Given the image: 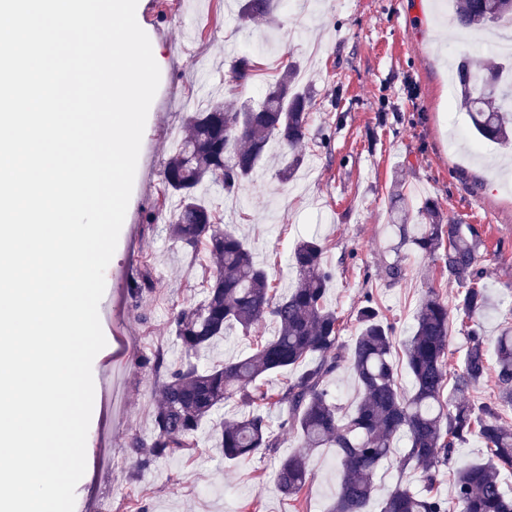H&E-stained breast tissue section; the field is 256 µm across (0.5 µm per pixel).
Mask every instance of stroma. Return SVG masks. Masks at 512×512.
I'll list each match as a JSON object with an SVG mask.
<instances>
[{"label":"stroma","instance_id":"stroma-1","mask_svg":"<svg viewBox=\"0 0 512 512\" xmlns=\"http://www.w3.org/2000/svg\"><path fill=\"white\" fill-rule=\"evenodd\" d=\"M440 3L319 0L312 10L280 6L272 21L245 27L234 0H142L140 23L166 59L142 138L158 161L177 148L190 109L212 102L228 108L244 95L259 100L283 60L299 62L298 82L315 102L296 178L279 183L275 163L268 162L240 200L225 198L218 187L208 200L254 246L279 292L293 285L286 261L297 240L310 234L322 239L324 261L335 271L328 302L346 345L365 291H373L401 342L428 291L449 300L458 290L441 261L399 248L390 199L398 184L409 209L429 198L449 223L477 231L481 283L494 303L484 329L493 336L512 326V184L473 155L469 117L447 90L453 57L466 53L490 65L498 55L486 42L462 38L452 20L442 18ZM228 46L236 54L253 46L262 50L241 95L224 86L234 62L224 53ZM159 188V175L138 165L131 219L122 225L104 292L111 301L110 320L102 326L106 346L92 369H103L117 337L134 340L136 350L115 370L122 395L106 442L115 463L109 469L97 463L100 417L92 415L75 512H327L340 481L332 448L311 452V482L296 501L279 491L273 457L259 453L246 462H226L208 431L192 452L144 467L135 463L128 443L135 435L150 436L156 404L157 378L144 359L160 350L169 361L179 360L171 318L201 299L205 273L215 267L213 259L190 254L170 237ZM398 256L405 273L393 283L384 267ZM146 269L153 289L131 298V282ZM402 455V448H394L379 469L373 512L397 482L423 488L419 473L401 468Z\"/></svg>","mask_w":512,"mask_h":512}]
</instances>
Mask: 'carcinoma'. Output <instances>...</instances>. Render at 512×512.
I'll return each instance as SVG.
<instances>
[{"mask_svg": "<svg viewBox=\"0 0 512 512\" xmlns=\"http://www.w3.org/2000/svg\"><path fill=\"white\" fill-rule=\"evenodd\" d=\"M280 0H240L239 20L270 18ZM512 0H456L454 21L470 28L505 27L512 15L500 11ZM237 78L232 87L246 88L254 61L235 60ZM299 64L289 61L282 75L267 85L258 103L239 109L210 104L190 111L187 132L161 171V208L169 209L170 236L191 249L202 245L216 261L206 277L204 297L178 310L171 321L182 348L179 362L170 365L157 352L151 369L159 376V399L149 438L134 436L131 454L141 465L174 457L195 447V438L213 422L215 413L230 400L246 411L220 423L217 444L227 461L240 462L258 451L274 456L281 435L270 426L265 409L283 413L281 428L296 433L301 448L279 460L277 479L282 494L296 501L310 482L309 452L336 449L341 481L330 512H370L374 476L394 443L406 438L401 467L423 473L420 492L399 482L379 512H512V497L498 479L512 471V426L502 411L512 407V326L485 336L479 318L491 309L490 296L480 285L477 267L480 241L470 226L446 224L433 199L421 203L416 221L395 208V227L402 245L422 256L438 258L448 279L461 291L454 302L456 314L470 322L462 366L446 370L451 319L448 301L434 291L422 299L412 333L402 343V360L412 378L409 390L397 383L393 362L395 326L383 314L372 292L364 294L356 312V335L347 347L339 343L340 320L327 300L332 271L324 264V244L316 237L298 241L290 256L295 284L278 293L255 250L234 230L221 224L204 200L218 184L225 196H239L262 164L270 145L277 147L278 180H293L303 157L298 148L306 137L310 91L295 83ZM459 106L470 118L474 133L502 147L512 144V59L498 62L482 75L468 56L456 63ZM270 320L277 326L271 339L255 337L250 351L224 364L201 368V352L226 340L239 327L247 335ZM304 369L277 391L262 380L298 365ZM353 374L361 396L346 411L336 403L329 381L338 370ZM497 394L474 403L466 398L489 374ZM476 436L486 458L454 473V505L434 493L441 467L457 446Z\"/></svg>", "mask_w": 512, "mask_h": 512, "instance_id": "cac0c4a2", "label": "carcinoma"}]
</instances>
